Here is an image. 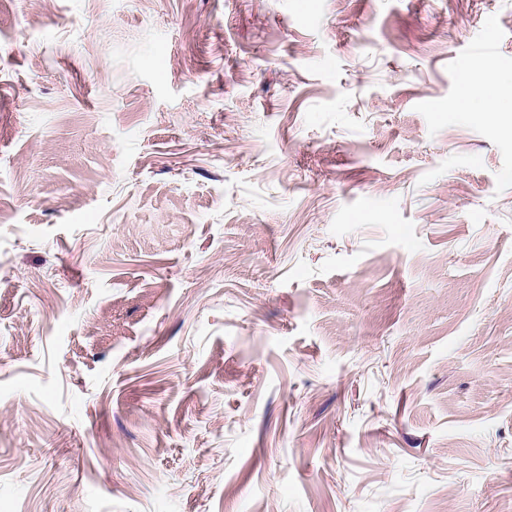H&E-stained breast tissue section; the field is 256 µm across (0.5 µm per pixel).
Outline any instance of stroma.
Instances as JSON below:
<instances>
[{
	"label": "stroma",
	"mask_w": 512,
	"mask_h": 512,
	"mask_svg": "<svg viewBox=\"0 0 512 512\" xmlns=\"http://www.w3.org/2000/svg\"><path fill=\"white\" fill-rule=\"evenodd\" d=\"M512 0H0V512H512ZM456 109L473 122L483 121L488 112L512 111V84L502 86L492 71H482L463 85Z\"/></svg>",
	"instance_id": "stroma-1"
}]
</instances>
